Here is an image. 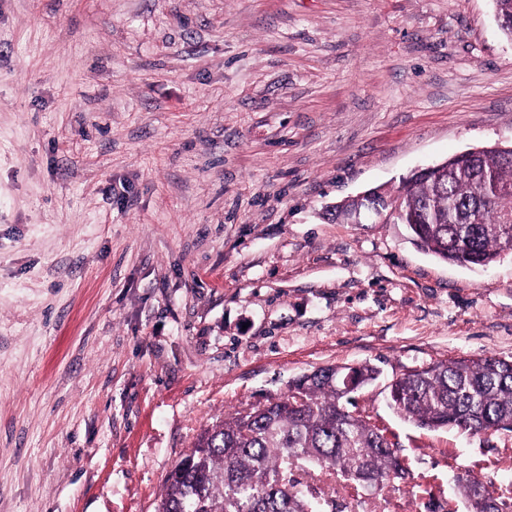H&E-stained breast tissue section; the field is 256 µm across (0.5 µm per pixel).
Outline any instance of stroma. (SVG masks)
I'll list each match as a JSON object with an SVG mask.
<instances>
[{
	"mask_svg": "<svg viewBox=\"0 0 512 512\" xmlns=\"http://www.w3.org/2000/svg\"><path fill=\"white\" fill-rule=\"evenodd\" d=\"M511 143L492 0H0V512H155L204 429L364 362L409 476L336 512L512 485V432L417 427L386 389L512 359V254L334 213Z\"/></svg>",
	"mask_w": 512,
	"mask_h": 512,
	"instance_id": "35a3bbf8",
	"label": "stroma"
}]
</instances>
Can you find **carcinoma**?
Wrapping results in <instances>:
<instances>
[{
  "label": "carcinoma",
  "mask_w": 512,
  "mask_h": 512,
  "mask_svg": "<svg viewBox=\"0 0 512 512\" xmlns=\"http://www.w3.org/2000/svg\"><path fill=\"white\" fill-rule=\"evenodd\" d=\"M512 39V0H493ZM400 201L396 224L406 225L421 250L442 261L484 267L512 250V149H473L447 159L431 175L411 173L394 191L338 210L352 214L374 204L388 212ZM380 370L364 363L355 378L365 387ZM283 396L238 411L205 429L169 473L156 512H327L325 489L295 476L301 463L326 469L355 492L382 489L408 470L371 417L348 409L334 364L295 379ZM405 420L431 430L457 428L473 436L512 431V360L494 354L461 357L410 370L389 391ZM470 512H503L506 493L477 481L462 485Z\"/></svg>",
  "instance_id": "cac0c4a2"
}]
</instances>
